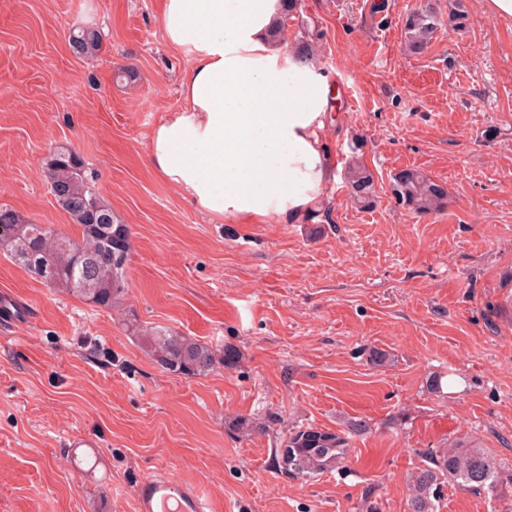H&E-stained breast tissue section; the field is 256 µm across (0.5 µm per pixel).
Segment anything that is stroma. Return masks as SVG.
Instances as JSON below:
<instances>
[{
	"label": "stroma",
	"instance_id": "1",
	"mask_svg": "<svg viewBox=\"0 0 512 512\" xmlns=\"http://www.w3.org/2000/svg\"><path fill=\"white\" fill-rule=\"evenodd\" d=\"M372 2L299 0L282 44L313 41L332 90L327 149L340 174L371 172L373 205L340 178L304 223L225 224L148 164L188 67L164 41L161 0H0V206L79 237L42 172L67 146L131 241L109 309L0 251L15 311L0 326V512H136L134 486L160 471L223 512H409L428 449L472 443L512 468V23L463 0L466 28L442 19L413 56L403 19L418 0ZM75 27L99 33L94 59L72 53ZM406 168L445 185L444 209L396 201ZM158 327L239 360L167 372L141 343ZM372 347L390 361L369 362ZM353 419L367 429L341 469L304 482L276 464L290 431ZM511 504V485L493 500L448 484L439 512Z\"/></svg>",
	"mask_w": 512,
	"mask_h": 512
}]
</instances>
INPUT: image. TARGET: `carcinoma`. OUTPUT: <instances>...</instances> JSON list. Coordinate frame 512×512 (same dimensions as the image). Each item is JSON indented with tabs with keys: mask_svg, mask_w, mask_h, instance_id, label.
<instances>
[{
	"mask_svg": "<svg viewBox=\"0 0 512 512\" xmlns=\"http://www.w3.org/2000/svg\"><path fill=\"white\" fill-rule=\"evenodd\" d=\"M281 2L273 34L278 39L298 7V0ZM438 24L435 0H422L412 8L404 23L406 51L412 55L424 53ZM69 42L77 57H93L102 49L100 35L91 28L73 30ZM45 176L57 205L81 228V239L42 224H30L15 211L0 207V248L44 283L110 309L125 291L130 231L96 192L93 179L75 152L63 147L54 151L46 163ZM345 179L355 201L365 206L372 203L374 181L365 166L350 164ZM393 193L398 202L420 214L440 210L447 199L442 184L415 169L394 174ZM142 342L162 369L186 377L205 375L220 366L232 367L239 358L231 346L219 350L167 330L154 329L142 336ZM364 430L366 423L361 420H352L346 429L336 432L311 425L300 427L290 432L277 449L278 464L296 478L331 471L345 459L349 435ZM288 448L294 451L292 463L288 462ZM508 480L512 481V473L496 466L483 448L454 444L431 449L424 452V465L412 473L410 509L437 512L445 482L495 500L498 488Z\"/></svg>",
	"mask_w": 512,
	"mask_h": 512,
	"instance_id": "1",
	"label": "carcinoma"
}]
</instances>
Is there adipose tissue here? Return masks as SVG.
Here are the masks:
<instances>
[{
    "label": "adipose tissue",
    "instance_id": "obj_1",
    "mask_svg": "<svg viewBox=\"0 0 512 512\" xmlns=\"http://www.w3.org/2000/svg\"><path fill=\"white\" fill-rule=\"evenodd\" d=\"M280 12V0H163L164 38L189 67L184 108L151 131L150 165L227 223L301 222L336 179L327 80L272 41Z\"/></svg>",
    "mask_w": 512,
    "mask_h": 512
}]
</instances>
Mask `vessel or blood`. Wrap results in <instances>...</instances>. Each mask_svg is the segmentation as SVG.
<instances>
[{
    "instance_id": "b4317fda",
    "label": "vessel or blood",
    "mask_w": 512,
    "mask_h": 512,
    "mask_svg": "<svg viewBox=\"0 0 512 512\" xmlns=\"http://www.w3.org/2000/svg\"><path fill=\"white\" fill-rule=\"evenodd\" d=\"M133 496L137 512H216L199 485L165 473L141 479Z\"/></svg>"
}]
</instances>
